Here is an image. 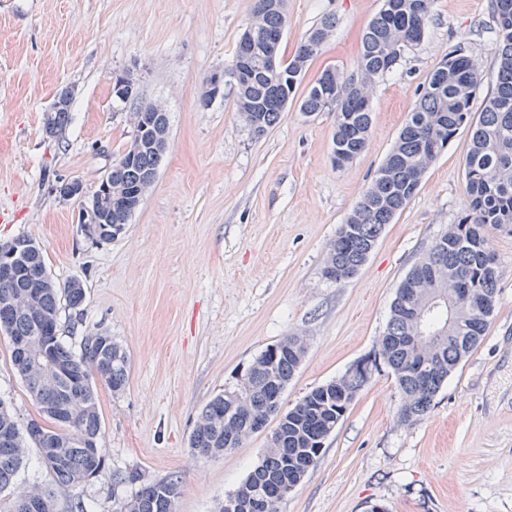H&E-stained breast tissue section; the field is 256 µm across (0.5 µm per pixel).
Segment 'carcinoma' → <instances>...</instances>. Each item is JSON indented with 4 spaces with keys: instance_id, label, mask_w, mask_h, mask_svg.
Masks as SVG:
<instances>
[{
    "instance_id": "1",
    "label": "carcinoma",
    "mask_w": 512,
    "mask_h": 512,
    "mask_svg": "<svg viewBox=\"0 0 512 512\" xmlns=\"http://www.w3.org/2000/svg\"><path fill=\"white\" fill-rule=\"evenodd\" d=\"M499 43L496 82L480 112L471 109L481 83L477 63L459 50L448 54L432 72L390 153L370 187L341 225L331 245L324 276L351 277L366 262L384 226L391 223L417 193L430 164L462 128L470 135L465 158L464 215L436 239L397 288L391 315L378 348L394 375L401 396L400 417L414 421L431 407L448 376L482 340L496 309L497 261L487 248V234L512 226V0H492ZM435 0H381L362 34L355 71L346 75L327 68L303 92L299 110L306 114L336 107L333 151L352 161L365 147L371 126L370 94L376 79L392 72L405 48L419 44L431 22ZM287 24L285 0H254L251 18L239 40L249 44L247 77L235 82L236 107L252 133L272 128L297 93L308 62L321 51L336 26L327 16L297 43L288 62L279 54ZM134 112L148 114L140 144L125 153L107 177L122 200L103 211L97 241H110L132 216L126 203L138 204L151 187L167 139L166 112L142 103ZM70 120L63 109L44 117L49 136L62 134ZM19 245L22 275L0 284V330L10 338L27 336L48 349L52 363H36L11 348V358L37 402L40 420L25 430L0 400V491L9 487L23 465L27 443L39 449V462L62 488L85 483L90 468L84 443L99 440L101 422L94 380L112 391L128 380L126 350L111 336L82 338L79 347L58 336L61 303L75 309L85 297L81 282L58 285L48 273L41 248L31 238L17 237L0 247ZM435 288H462L483 309L467 310L449 333L426 343L411 338L436 335L448 324V306L414 320L421 300ZM306 355L298 336L268 345L247 368L244 386L224 389L201 410L190 436L195 454L215 456L239 447L277 417L269 448L241 485L231 493L237 512H278V504L316 465L322 445L344 418L359 391L369 382L376 362L352 366L341 377L307 392L283 409L282 396ZM122 481L139 485L129 499L132 512H175L179 481L145 483L136 469Z\"/></svg>"
}]
</instances>
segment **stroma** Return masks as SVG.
Listing matches in <instances>:
<instances>
[{
  "label": "stroma",
  "mask_w": 512,
  "mask_h": 512,
  "mask_svg": "<svg viewBox=\"0 0 512 512\" xmlns=\"http://www.w3.org/2000/svg\"><path fill=\"white\" fill-rule=\"evenodd\" d=\"M252 5L0 0V243L28 236L57 283L82 280L81 307L60 309L64 340L77 344L99 331L130 357L123 391L96 385L106 466L82 486L56 491L55 512H71L80 499L95 512H120L132 489L118 476L134 468L149 480L178 479L176 512H218L259 462L276 423L202 458L189 446L202 408L287 335L307 345L283 394L288 406L372 355L399 284L467 207L462 129L359 271L337 282L323 275L341 224L450 51L463 49L479 65L482 93L472 109L482 110L496 78L492 0H436L424 40L373 86L366 148L340 167L334 110L309 116L289 105L257 138L237 112L232 84L199 106L205 78L230 66ZM380 5L286 0L283 58L332 16L336 27L304 81L328 67L351 74ZM121 72L134 78L138 102L165 109L168 147L128 224L98 242L77 222L80 201L51 186L77 179L94 192L130 145V107L112 93ZM65 86L74 92L71 122L50 138L45 112ZM490 247L498 259L495 314L428 412L403 422L392 373L380 366L279 512H512V233L492 231ZM0 399L20 425L39 417L1 332Z\"/></svg>",
  "instance_id": "stroma-1"
}]
</instances>
